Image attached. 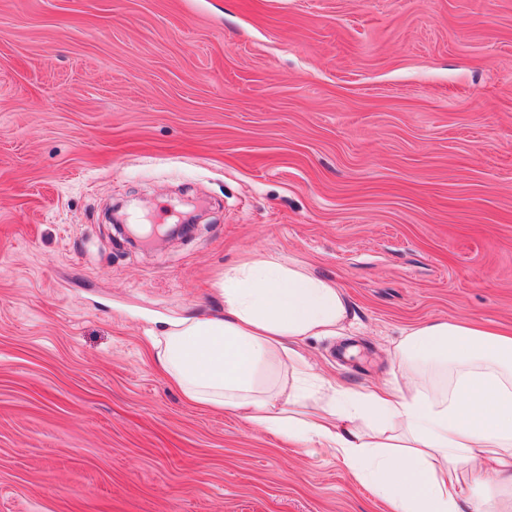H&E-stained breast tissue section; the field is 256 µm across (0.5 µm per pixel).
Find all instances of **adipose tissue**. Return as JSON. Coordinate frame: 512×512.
<instances>
[{
	"instance_id": "ef3b65f1",
	"label": "adipose tissue",
	"mask_w": 512,
	"mask_h": 512,
	"mask_svg": "<svg viewBox=\"0 0 512 512\" xmlns=\"http://www.w3.org/2000/svg\"><path fill=\"white\" fill-rule=\"evenodd\" d=\"M217 288L223 315L173 319L151 339L153 363L188 401L330 452L393 512H512V335L434 320L395 349L403 386L339 390L298 346L344 328L340 288L261 254Z\"/></svg>"
}]
</instances>
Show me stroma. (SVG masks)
I'll return each mask as SVG.
<instances>
[{
    "mask_svg": "<svg viewBox=\"0 0 512 512\" xmlns=\"http://www.w3.org/2000/svg\"><path fill=\"white\" fill-rule=\"evenodd\" d=\"M130 246L109 220L181 223ZM350 311L299 350L402 380L404 329H512V0H0V512H389L149 358L252 255Z\"/></svg>",
    "mask_w": 512,
    "mask_h": 512,
    "instance_id": "1",
    "label": "stroma"
}]
</instances>
